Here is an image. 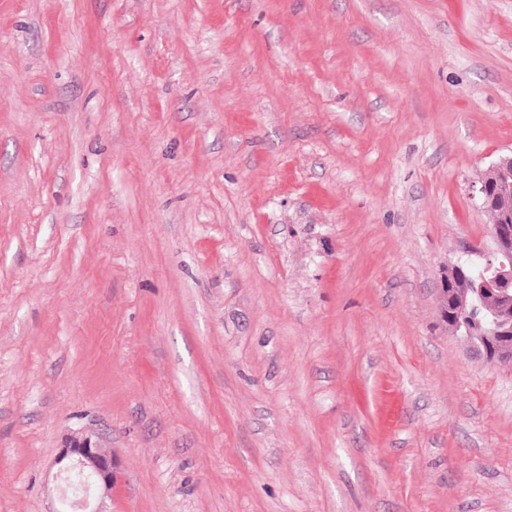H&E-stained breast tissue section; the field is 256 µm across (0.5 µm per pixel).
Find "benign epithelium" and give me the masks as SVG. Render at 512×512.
<instances>
[{
	"label": "benign epithelium",
	"instance_id": "7a95c632",
	"mask_svg": "<svg viewBox=\"0 0 512 512\" xmlns=\"http://www.w3.org/2000/svg\"><path fill=\"white\" fill-rule=\"evenodd\" d=\"M480 206L495 198H512V156L491 164L479 181ZM493 256L478 276L468 266L443 267L438 309L443 322L453 321L463 340L491 364L512 365V210L491 226ZM56 478L65 485L64 501L74 512H89L96 489L112 490L118 474L98 435L84 432L65 441L56 459Z\"/></svg>",
	"mask_w": 512,
	"mask_h": 512
}]
</instances>
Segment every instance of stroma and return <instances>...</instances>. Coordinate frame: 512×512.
I'll return each instance as SVG.
<instances>
[{"label":"stroma","mask_w":512,"mask_h":512,"mask_svg":"<svg viewBox=\"0 0 512 512\" xmlns=\"http://www.w3.org/2000/svg\"><path fill=\"white\" fill-rule=\"evenodd\" d=\"M510 153L512 0H0V512H512ZM476 192L481 207L496 197H510L512 200V156L501 157L491 164L480 179ZM498 207L484 208L491 220L493 256L477 277L468 266L443 267L440 275L438 309L441 320L487 363L512 365V208L497 224ZM462 280L469 288H460ZM448 319L454 322H448ZM98 435L84 432L65 441L56 459L59 466L56 478L65 485L64 501L72 510H87L88 500L96 489L112 490L118 480L115 463L111 455L103 451Z\"/></svg>","instance_id":"obj_1"}]
</instances>
